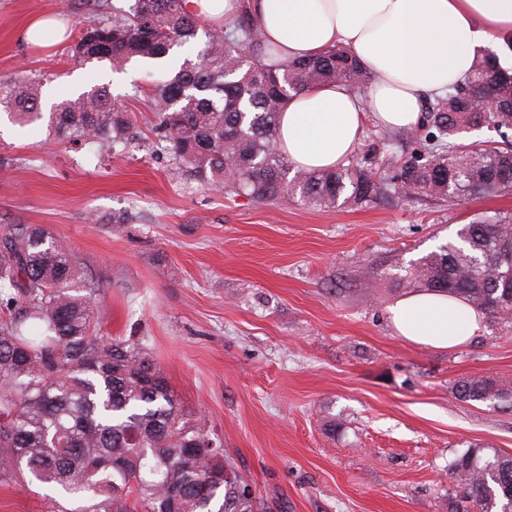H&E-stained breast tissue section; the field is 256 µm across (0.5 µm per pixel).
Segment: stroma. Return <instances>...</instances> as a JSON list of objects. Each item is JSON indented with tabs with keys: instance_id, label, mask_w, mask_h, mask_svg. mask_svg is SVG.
<instances>
[{
	"instance_id": "1",
	"label": "stroma",
	"mask_w": 512,
	"mask_h": 512,
	"mask_svg": "<svg viewBox=\"0 0 512 512\" xmlns=\"http://www.w3.org/2000/svg\"><path fill=\"white\" fill-rule=\"evenodd\" d=\"M37 14L62 17L68 40L49 29L27 45ZM93 17L88 0H0V80L38 74L47 103L109 84L137 132L107 158L1 111L0 226L46 227L103 282L104 333L147 339L264 512H446L456 456L474 444L512 455V408L454 395L473 376L512 386V318L486 319L453 351L408 344L388 321L403 295L389 276L475 217L512 213V193L322 209L175 179L146 67L71 62Z\"/></svg>"
}]
</instances>
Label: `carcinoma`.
Wrapping results in <instances>:
<instances>
[{
  "label": "carcinoma",
  "instance_id": "carcinoma-1",
  "mask_svg": "<svg viewBox=\"0 0 512 512\" xmlns=\"http://www.w3.org/2000/svg\"><path fill=\"white\" fill-rule=\"evenodd\" d=\"M99 17L70 46L73 63L133 60L165 68L148 92L153 131L173 174L208 190L259 202L298 198L324 208L369 206L404 193L448 201L512 189V73L494 55L468 78L422 105L423 121L403 131L417 149L355 154L330 171L295 170L277 151L278 115L288 98L325 83L366 102L372 74L337 46L308 60L269 65L254 0L204 30L185 0H99ZM197 46L176 57V49ZM0 110L26 126L48 118L58 142L125 148L130 116L110 87L96 85L41 106V82L0 81ZM494 128L499 139L466 142ZM512 213L485 215L411 264L398 286L443 292L492 318L512 309V283L497 261L512 254ZM101 288L73 252L43 227L0 229V482L46 487L52 512H260L263 505L224 458L221 439L191 419L169 388L145 340L105 336ZM458 399L512 408V390L487 377L457 383ZM461 492L448 512H512V457L469 447L449 465Z\"/></svg>",
  "mask_w": 512,
  "mask_h": 512
}]
</instances>
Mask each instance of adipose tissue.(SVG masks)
Instances as JSON below:
<instances>
[{
	"label": "adipose tissue",
	"mask_w": 512,
	"mask_h": 512,
	"mask_svg": "<svg viewBox=\"0 0 512 512\" xmlns=\"http://www.w3.org/2000/svg\"><path fill=\"white\" fill-rule=\"evenodd\" d=\"M258 27L280 61L342 45L371 71L365 96L336 85L289 98L276 148L296 169L348 162L367 123L407 129L425 96L440 95L469 72L495 38L512 36V0H257ZM400 339L452 350L482 333L484 317L467 301L420 291L388 307Z\"/></svg>",
	"instance_id": "obj_1"
}]
</instances>
